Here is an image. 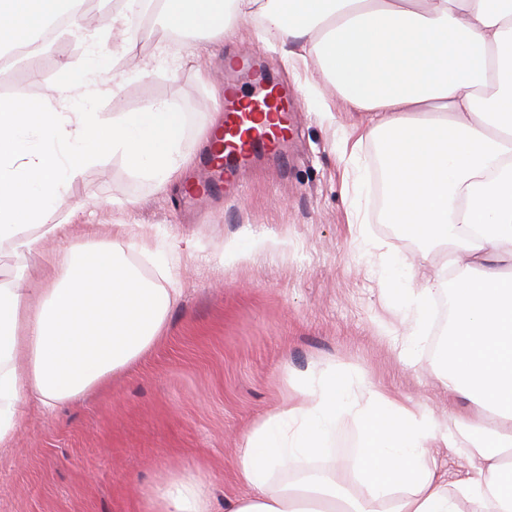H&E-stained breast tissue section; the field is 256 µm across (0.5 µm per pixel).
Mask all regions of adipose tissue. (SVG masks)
Masks as SVG:
<instances>
[{
    "label": "adipose tissue",
    "instance_id": "adipose-tissue-1",
    "mask_svg": "<svg viewBox=\"0 0 512 512\" xmlns=\"http://www.w3.org/2000/svg\"><path fill=\"white\" fill-rule=\"evenodd\" d=\"M83 0H0V54L34 43L62 16L81 26ZM165 29L213 38L259 23L365 113L386 172V220L414 239L452 244L476 273L453 281L443 384L466 403L436 418L367 382L326 370L241 439L237 477L249 495L224 512H512V0H164ZM89 69L62 65L52 96L0 101V244L39 254L58 241L54 275L0 284V446L29 405L51 413L137 362L163 336L179 291L146 278L110 240L69 241L57 202L105 154L166 186L186 166L187 117L150 102L109 121L91 107L111 92L100 45ZM43 144L34 146L30 131ZM41 235H31V228ZM443 279L411 289L412 355ZM348 414L363 434L350 459L362 487L342 491L321 466ZM440 448L467 449L448 480ZM289 472L285 481L276 471ZM143 512H213L194 473L144 493Z\"/></svg>",
    "mask_w": 512,
    "mask_h": 512
}]
</instances>
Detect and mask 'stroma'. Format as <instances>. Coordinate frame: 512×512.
<instances>
[{
  "mask_svg": "<svg viewBox=\"0 0 512 512\" xmlns=\"http://www.w3.org/2000/svg\"><path fill=\"white\" fill-rule=\"evenodd\" d=\"M145 31L141 43L125 45L103 29L81 37L61 28L43 49L63 46V61L80 68L97 41L116 83L94 102L100 119L149 100L177 102L187 114L184 146L196 155L223 83L214 59L265 53L302 103L288 162L263 165L236 199L195 215L183 205V179L160 190L109 155L85 168L57 221L74 240L90 228L108 239L113 225L136 221L152 239L172 242L164 259L180 297L164 336L130 368L54 413L29 409L10 446L0 447V512H142L143 491L183 470L224 512L225 499L248 493L234 469L239 437L291 386L327 368L437 416L463 407L439 378L447 297L412 359L392 344L404 329L408 288L445 268L451 249L386 223L376 144L359 137L362 113L326 94L313 62L285 57L256 25L240 26L230 41L170 38L157 19ZM353 143L354 156L345 151ZM264 238L282 245L224 260L228 243ZM358 436L357 422L340 416L324 461L353 489L346 460Z\"/></svg>",
  "mask_w": 512,
  "mask_h": 512,
  "instance_id": "1",
  "label": "stroma"
}]
</instances>
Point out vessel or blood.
<instances>
[{
  "label": "vessel or blood",
  "instance_id": "1",
  "mask_svg": "<svg viewBox=\"0 0 512 512\" xmlns=\"http://www.w3.org/2000/svg\"><path fill=\"white\" fill-rule=\"evenodd\" d=\"M222 72L223 147L204 160L210 179L192 183L186 194V203L194 206L236 191L242 171L258 157L279 156L292 134L290 114L297 109L296 98L269 77L260 58L240 56Z\"/></svg>",
  "mask_w": 512,
  "mask_h": 512
}]
</instances>
